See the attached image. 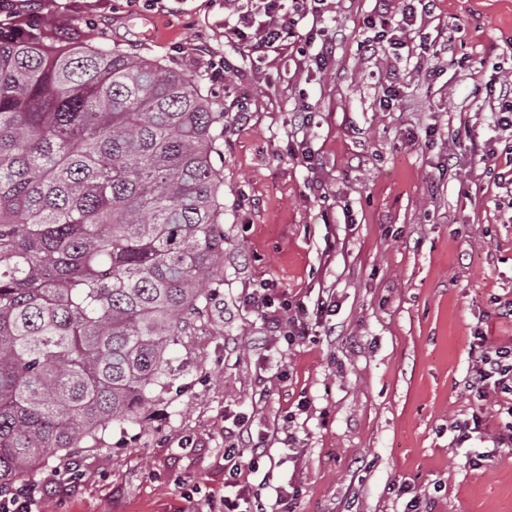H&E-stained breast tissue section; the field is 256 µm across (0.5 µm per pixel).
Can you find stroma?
Segmentation results:
<instances>
[{"instance_id":"35a3bbf8","label":"stroma","mask_w":512,"mask_h":512,"mask_svg":"<svg viewBox=\"0 0 512 512\" xmlns=\"http://www.w3.org/2000/svg\"><path fill=\"white\" fill-rule=\"evenodd\" d=\"M375 0H332L326 72L307 70L296 46L255 62L224 35L219 0H175L172 11L126 0H39L45 27L59 19L86 36L160 61L196 84L224 114L214 155L224 174V285L173 354V386L155 392L139 426H110L59 479L50 452L34 473L40 512H200L224 495V417L266 438L250 481L264 512L288 485L293 512H402L392 486L408 482L423 512H512V447L472 468L451 423L501 395L465 388L470 342L512 341L498 305L512 301L511 166L495 123L512 79V0H438L406 56L371 54L364 24ZM230 73L214 78L211 63ZM399 97L381 100L389 76ZM437 135L427 136V127ZM304 137L314 168L288 157ZM494 149L480 161L472 144ZM270 283L276 301L335 315L287 344L249 305ZM295 444L282 441L285 417Z\"/></svg>"}]
</instances>
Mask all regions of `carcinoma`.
Masks as SVG:
<instances>
[{"label":"carcinoma","instance_id":"carcinoma-1","mask_svg":"<svg viewBox=\"0 0 512 512\" xmlns=\"http://www.w3.org/2000/svg\"><path fill=\"white\" fill-rule=\"evenodd\" d=\"M224 113L71 29L0 40V490L144 421L224 286Z\"/></svg>","mask_w":512,"mask_h":512}]
</instances>
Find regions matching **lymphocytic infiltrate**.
<instances>
[{
  "label": "lymphocytic infiltrate",
  "instance_id": "1",
  "mask_svg": "<svg viewBox=\"0 0 512 512\" xmlns=\"http://www.w3.org/2000/svg\"><path fill=\"white\" fill-rule=\"evenodd\" d=\"M328 8V0H224V30L246 43L257 58H264L268 52L294 38L299 23L311 20L312 25L305 34L306 43H313L324 36L325 30L319 25ZM435 9V0H401L398 9L383 5L376 13L364 20L365 26L373 30L372 50L383 54L399 56L406 47L410 34L417 23L429 17ZM39 26V19L30 12L26 0H0V37L9 39L23 36ZM273 291L258 288L249 297L250 302L260 309L264 321L275 328L283 329V338L292 343L306 336L308 315L305 308L275 303ZM471 348L476 353L475 362L468 374L466 386L469 391L486 398L489 391H512V344L488 345L483 334L473 337ZM500 425L495 435H488L487 424L482 413H472L469 420L451 424L453 443L466 448V457L472 467H481L487 460V452L481 451L480 443L489 441L494 447L512 446V402L499 410ZM228 443L224 460L228 465L225 484L231 493L217 504V512H241L242 504L255 498L254 484L242 473V457H249L251 463H258L264 457V441L254 439L244 421H237L234 427L224 430Z\"/></svg>",
  "mask_w": 512,
  "mask_h": 512
}]
</instances>
